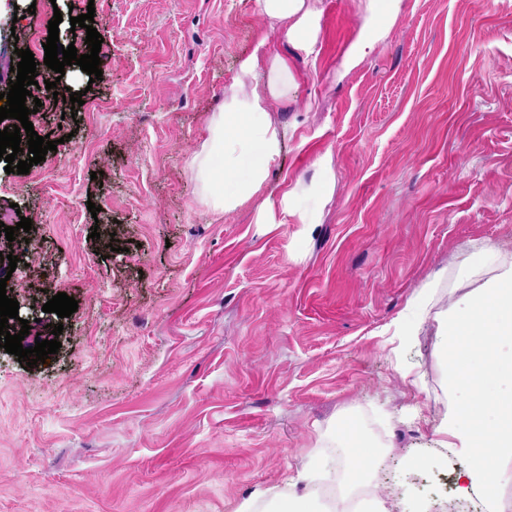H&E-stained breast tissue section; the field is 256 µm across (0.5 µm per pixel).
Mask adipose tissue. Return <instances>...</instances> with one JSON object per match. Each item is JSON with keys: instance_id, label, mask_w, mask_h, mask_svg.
I'll use <instances>...</instances> for the list:
<instances>
[{"instance_id": "adipose-tissue-1", "label": "adipose tissue", "mask_w": 512, "mask_h": 512, "mask_svg": "<svg viewBox=\"0 0 512 512\" xmlns=\"http://www.w3.org/2000/svg\"><path fill=\"white\" fill-rule=\"evenodd\" d=\"M271 28L296 49L312 53L318 40L322 0H257ZM364 32L350 59L362 61L385 39L403 0H363ZM298 87L290 64L260 39L240 63L224 107L207 119L208 137L188 160L200 196L211 210L234 209L264 182L281 151L271 102L288 100ZM512 341V273L488 283L463 307L452 309L442 333L448 355V387L464 392L456 418L444 427L443 445L462 457L456 474L460 498L495 504L512 483V360L499 353Z\"/></svg>"}]
</instances>
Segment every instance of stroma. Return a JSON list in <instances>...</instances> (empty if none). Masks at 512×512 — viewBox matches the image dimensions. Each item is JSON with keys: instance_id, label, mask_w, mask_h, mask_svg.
Segmentation results:
<instances>
[{"instance_id": "1", "label": "stroma", "mask_w": 512, "mask_h": 512, "mask_svg": "<svg viewBox=\"0 0 512 512\" xmlns=\"http://www.w3.org/2000/svg\"><path fill=\"white\" fill-rule=\"evenodd\" d=\"M14 2L0 92L31 49L57 89H33L30 120L58 147L25 174L0 161L7 226L32 221L4 244L6 294L32 336L63 332L31 367L0 348V512H282L302 497L326 512L345 422L380 457L383 512H415L425 481L441 493L436 469L460 461L440 430L463 396L439 333L451 304L512 269V0H404L342 78L360 0H323L311 56L257 0ZM89 10L102 77H57L48 22ZM263 35L299 78L270 107L282 150L215 213L187 161ZM69 90L83 105L54 101ZM60 292L78 302L63 319L42 310Z\"/></svg>"}]
</instances>
